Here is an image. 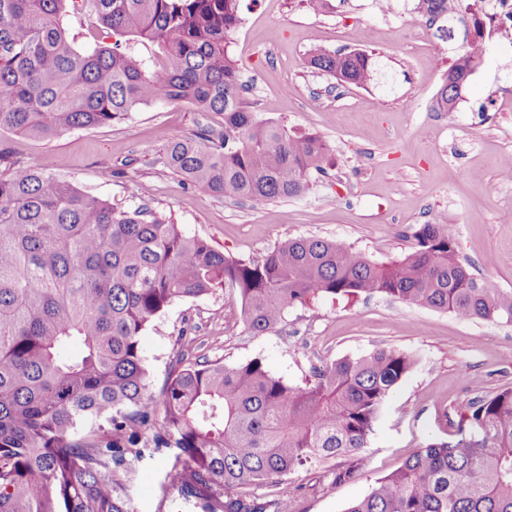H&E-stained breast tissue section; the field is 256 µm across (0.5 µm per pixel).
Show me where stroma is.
<instances>
[{
	"mask_svg": "<svg viewBox=\"0 0 512 512\" xmlns=\"http://www.w3.org/2000/svg\"><path fill=\"white\" fill-rule=\"evenodd\" d=\"M241 16L229 49L253 86L247 95L253 111L296 133L317 134L329 146L324 172L313 173L303 196L224 199L179 182L161 162L168 143L192 136L200 122H223L184 103H153L112 125L52 139L1 132L0 144L117 208L148 206L186 234L247 261L287 239L315 236L386 262L415 248L420 225L445 219L454 224L456 249L473 273L512 291V223L505 221L512 179L500 164L503 153L512 152V105L493 106L512 87V28L492 29L483 63L447 114L437 110L436 93L462 41L429 29L413 0H394L388 13L375 0H327L318 12L296 0H242ZM367 28L374 32L368 42L361 38ZM317 46L374 49L391 87H337L307 64ZM372 96L376 108L363 109ZM381 347L411 353L416 363L389 393L357 477L316 489L312 473L299 471L285 512H345L418 448L447 438L470 400L512 388V323L465 320L381 297H321L255 336L243 322L240 300L219 291L173 304L141 338L156 393L184 349L192 358L227 365L258 358L273 374L299 383L315 364ZM175 454L154 449L123 475L133 512H177L157 508Z\"/></svg>",
	"mask_w": 512,
	"mask_h": 512,
	"instance_id": "stroma-1",
	"label": "stroma"
}]
</instances>
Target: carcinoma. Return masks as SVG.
Returning a JSON list of instances; mask_svg holds the SVG:
<instances>
[{
	"label": "carcinoma",
	"mask_w": 512,
	"mask_h": 512,
	"mask_svg": "<svg viewBox=\"0 0 512 512\" xmlns=\"http://www.w3.org/2000/svg\"><path fill=\"white\" fill-rule=\"evenodd\" d=\"M482 2L416 9L439 31L472 23L463 52L481 62ZM85 8L91 26L119 39L77 47L66 19ZM240 23L241 0H0V131L48 139L186 102L224 123L167 145L162 164L181 182L228 199L300 197L328 146L251 110L226 42ZM145 42L155 68L134 50ZM308 64L365 87L381 61L318 47ZM415 238V250L387 262L318 237L288 239L260 261L231 258L149 207L118 209L0 148V512H131L115 474L149 448L178 449L159 505L176 496L189 512H284L301 469L336 485L353 479L412 355L378 348L314 365L294 384L258 358L178 353L157 397L140 338L174 303L219 290L240 298L255 335L320 296L512 322V291L471 272L447 224H422ZM267 483L278 498L241 492ZM345 512H512V388L470 401L450 439L418 449Z\"/></svg>",
	"instance_id": "cac0c4a2"
}]
</instances>
